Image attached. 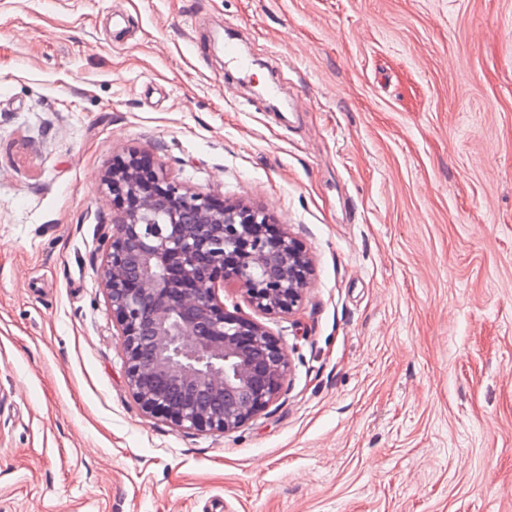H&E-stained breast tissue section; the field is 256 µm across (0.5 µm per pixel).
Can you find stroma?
<instances>
[{"label": "stroma", "instance_id": "1", "mask_svg": "<svg viewBox=\"0 0 512 512\" xmlns=\"http://www.w3.org/2000/svg\"><path fill=\"white\" fill-rule=\"evenodd\" d=\"M133 151L311 261L292 313L219 294L291 366L236 431L128 389ZM0 512H512V0H0Z\"/></svg>", "mask_w": 512, "mask_h": 512}]
</instances>
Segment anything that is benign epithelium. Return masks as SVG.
<instances>
[{
	"instance_id": "7a95c632",
	"label": "benign epithelium",
	"mask_w": 512,
	"mask_h": 512,
	"mask_svg": "<svg viewBox=\"0 0 512 512\" xmlns=\"http://www.w3.org/2000/svg\"><path fill=\"white\" fill-rule=\"evenodd\" d=\"M118 208L99 275L141 411L178 430L233 432L279 396L291 367L268 327L227 311L233 286L265 315L292 313L311 261L266 213L170 179L132 153L103 176Z\"/></svg>"
}]
</instances>
